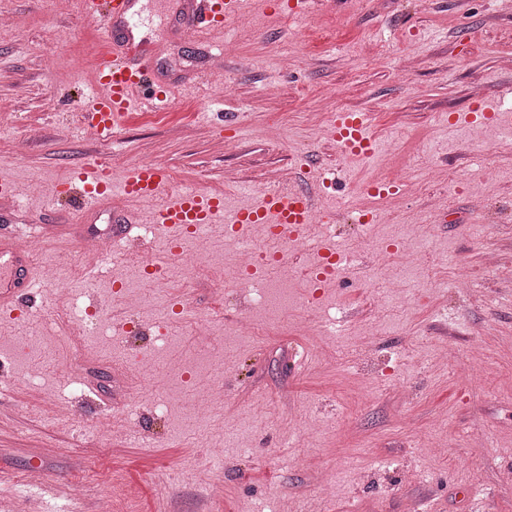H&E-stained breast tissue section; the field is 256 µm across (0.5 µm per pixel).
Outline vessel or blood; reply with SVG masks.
Returning a JSON list of instances; mask_svg holds the SVG:
<instances>
[{"mask_svg": "<svg viewBox=\"0 0 512 512\" xmlns=\"http://www.w3.org/2000/svg\"><path fill=\"white\" fill-rule=\"evenodd\" d=\"M136 0H80L82 13L101 17L107 51L94 68L92 97L83 114L86 126L108 136L124 125L129 113L165 112L171 107L168 84L159 73L154 56L134 49L135 33L129 24ZM242 8V0H185L186 20L182 25L193 37L220 35L224 23ZM455 123L472 125L489 122L502 132H512V108L492 101H480L470 111L457 114ZM330 137L344 153L356 157L373 155L376 143L369 132L367 115L340 112L333 117ZM170 181L168 170L155 162L133 165L120 185H113L107 166L93 161L85 172L55 184L56 195L80 198L85 214H93L112 191L127 199L147 204V211H129L113 220V245H138L143 228L160 231L168 240H177L200 224L226 222L241 233L262 225L280 239H295L307 228L321 206L326 191L336 186L335 177L320 176L310 191L283 193L271 190L254 205L232 214L224 212V198L217 194L187 192L161 200ZM315 265L320 281L336 276L334 242L318 241ZM39 280L30 255L19 250L14 239H0V304L8 305L30 295Z\"/></svg>", "mask_w": 512, "mask_h": 512, "instance_id": "b4317fda", "label": "vessel or blood"}]
</instances>
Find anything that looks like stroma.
Masks as SVG:
<instances>
[{
	"instance_id": "35a3bbf8",
	"label": "stroma",
	"mask_w": 512,
	"mask_h": 512,
	"mask_svg": "<svg viewBox=\"0 0 512 512\" xmlns=\"http://www.w3.org/2000/svg\"><path fill=\"white\" fill-rule=\"evenodd\" d=\"M15 15L22 26L0 27V173L19 192L15 223L46 234L39 249L70 277L80 307L110 298L124 365L148 355L154 365L131 402L112 356L70 335L53 285L26 314L0 307V356L14 375L0 387V504L97 512L106 482L112 512H237L254 501L265 512H403L409 498L422 512H512V136L448 122L477 98L512 92V0H326L304 17L244 0L223 35L192 42L178 35V0H145L130 24L166 69L173 105L129 113L111 137L82 118L107 47L103 20L77 0H0V17ZM331 87L344 97L328 99ZM339 111L368 114L374 156L336 148ZM96 159L116 179L136 160L160 163L166 196L220 193L228 210L269 190L313 189V172L335 170L322 206L343 222L337 246L360 253L362 266L319 294L301 272L312 254L280 266L270 282L288 310L262 336L239 327L267 308L238 284L237 243L223 225L183 240L200 257L195 268L150 233L141 250L116 249L88 270L79 213L49 190ZM402 171L411 188L376 204L367 184ZM34 182L45 193L28 194ZM374 209V223L344 221ZM489 252L496 266L485 265ZM148 255L163 273L140 288ZM464 270L472 285L462 292ZM389 279L400 296L376 303ZM122 280L132 284L124 293ZM128 297L140 303L131 316ZM199 317L208 335H197ZM353 336L369 337L373 351L349 347ZM448 342L456 354L443 364L432 351ZM44 356L69 369L74 388L45 372L27 390ZM228 359L237 369L225 375ZM187 371L213 382L201 430ZM132 404L139 437L103 439L100 418L122 426ZM294 415L313 426L292 438ZM214 452L224 460L218 498ZM34 466L40 484H24Z\"/></svg>"
}]
</instances>
